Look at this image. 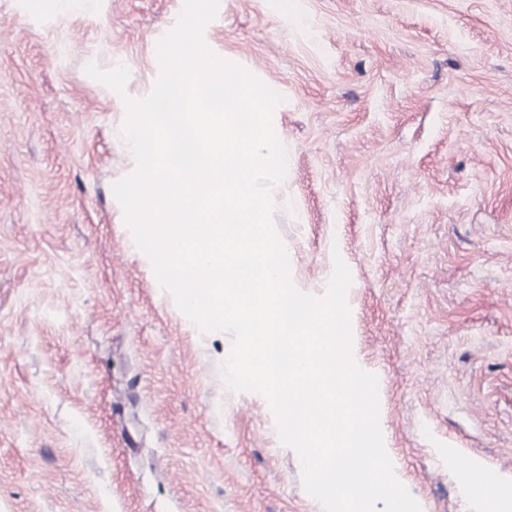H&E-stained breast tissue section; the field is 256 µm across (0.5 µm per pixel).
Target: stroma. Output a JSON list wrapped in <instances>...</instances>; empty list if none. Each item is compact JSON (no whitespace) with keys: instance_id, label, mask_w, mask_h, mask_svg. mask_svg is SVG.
Wrapping results in <instances>:
<instances>
[{"instance_id":"1","label":"stroma","mask_w":512,"mask_h":512,"mask_svg":"<svg viewBox=\"0 0 512 512\" xmlns=\"http://www.w3.org/2000/svg\"><path fill=\"white\" fill-rule=\"evenodd\" d=\"M183 2L0 0V512H323L113 193ZM204 40L283 97L272 221L301 291L348 267L406 488L476 512L442 456L512 482V0H220Z\"/></svg>"}]
</instances>
